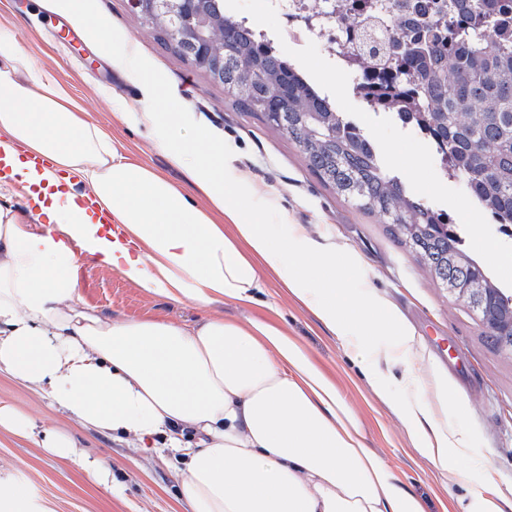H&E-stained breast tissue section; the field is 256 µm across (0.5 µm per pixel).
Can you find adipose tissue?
Here are the masks:
<instances>
[{
    "mask_svg": "<svg viewBox=\"0 0 512 512\" xmlns=\"http://www.w3.org/2000/svg\"><path fill=\"white\" fill-rule=\"evenodd\" d=\"M112 64L142 94L116 120L142 130L184 183L132 160L0 31V149L12 168L0 184L25 189L48 219L37 233L0 207V372L83 426L161 439L183 460L179 495L192 512H423L366 448L350 405L285 329L221 316L113 322L83 302L76 269L83 252L148 293L200 306L262 304L270 278L346 349L388 335L378 358L401 355L403 393L389 397L377 371L367 376L372 391L405 424L415 451L466 485L460 462L470 439L437 418L448 409V377L433 372V396L420 389L415 363L424 352L413 328L383 297L345 286L357 255L268 223L253 186L228 173L220 134L181 137L183 113L151 109L155 83L128 42L113 43ZM25 152L74 176L120 232L93 223L72 197L41 201L43 177L26 170ZM41 446L99 480L111 474L63 432L44 430Z\"/></svg>",
    "mask_w": 512,
    "mask_h": 512,
    "instance_id": "ef3b65f1",
    "label": "adipose tissue"
}]
</instances>
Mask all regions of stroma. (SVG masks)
Here are the masks:
<instances>
[{"instance_id": "1", "label": "stroma", "mask_w": 512, "mask_h": 512, "mask_svg": "<svg viewBox=\"0 0 512 512\" xmlns=\"http://www.w3.org/2000/svg\"><path fill=\"white\" fill-rule=\"evenodd\" d=\"M232 11L261 16L260 28L303 72L329 76L328 94L338 111L357 122L378 145L386 166L403 178L408 189L434 209L453 213V204L467 200L462 180L444 175L433 152L390 116L372 111L353 92L354 78L342 77L327 64L336 44L292 42L264 0H226ZM106 28L94 33L65 15L45 11L39 0H0V23L29 53L35 66L51 72L91 121L111 125L113 112L141 96L138 83L115 68L108 48L112 42H133L154 79L157 94L151 105L163 109L175 102L195 124L224 135L232 165L258 189V205L269 223L281 221L305 229L317 241L352 247L363 265L347 282L360 292L382 294L410 324L425 350L416 366L420 385L432 393V368L447 369L460 356L468 369V384L454 389L464 407L449 404L444 422L466 432L471 452L461 465L469 473L466 487L448 481L412 448L408 431L374 395L362 376L373 367L367 351L351 357L314 315L298 306L276 286H269V304L242 309L231 303L204 309L175 304L127 283L118 272L79 255L78 291L102 315L118 321L161 319L193 322L207 315L229 319L259 318L287 330L352 407L363 429L366 447L378 455L401 483L421 502L424 512H456L457 498L473 500L494 478L512 502V356L495 349L485 329L463 305L438 288L426 270L378 217L352 208L336 196L306 166L299 149L258 114L233 107L222 85L192 68L175 46L147 25L130 0H88ZM133 159L151 165L179 183L184 176L154 144L138 132L116 128ZM423 165L416 177L408 170ZM10 404L31 414L38 427L66 432L83 452L106 462L108 483L97 482L72 462L47 454L35 439L0 430V493L14 486L27 490L21 512H190L177 496L183 465L134 441L99 434L49 407L34 388L0 373V405Z\"/></svg>"}]
</instances>
